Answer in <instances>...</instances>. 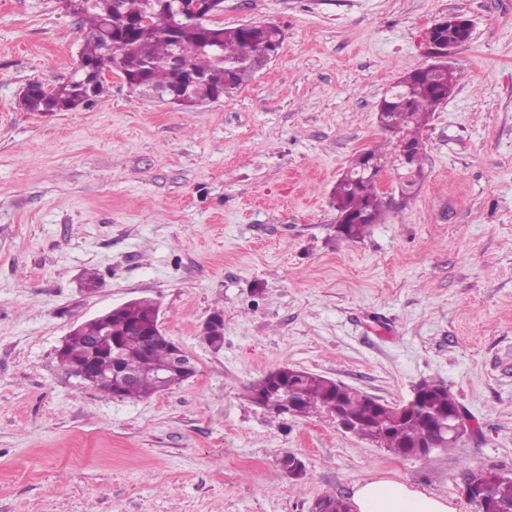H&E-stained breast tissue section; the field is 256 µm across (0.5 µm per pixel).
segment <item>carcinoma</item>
Returning <instances> with one entry per match:
<instances>
[{
	"label": "carcinoma",
	"instance_id": "carcinoma-1",
	"mask_svg": "<svg viewBox=\"0 0 512 512\" xmlns=\"http://www.w3.org/2000/svg\"><path fill=\"white\" fill-rule=\"evenodd\" d=\"M59 8L88 27L79 52L81 63L106 64L116 74L126 75L135 88L151 82L178 90L203 76L222 95L230 96L259 71L256 60L266 47L281 48L284 32L269 23H243L226 28L195 15L175 24L165 10L151 0H58ZM457 78L453 69L433 64L405 69L404 75L382 97V111L388 123L406 134L410 164L404 166L395 153L399 179L410 182L413 174L425 172L427 155L422 129L440 105V98L453 92ZM107 83L84 88L78 73L48 87L34 80L20 91L21 105L29 112H71L94 105L106 92ZM362 160L351 162V175L341 176L332 191L336 211L343 215L367 211L368 220L340 224L345 239L364 237L373 224L382 221L384 197L376 189L374 177L362 172ZM156 329L155 306L138 300L112 312L108 323H89L84 331L66 337L58 351L66 370L95 358L99 377L93 386L121 398H147L166 390L161 377L172 368L171 343L161 336H150ZM117 365L136 376L130 386L120 387L111 378L112 355ZM425 399L415 408L395 415L377 406L359 391L342 390L336 381L309 371H294L286 365L274 369L250 387L253 400L269 412L281 416L288 409V398L296 401L298 415L329 414L336 411L355 421L357 436L368 439L397 456H408L420 446L434 442L441 446L448 434L440 431L438 419L458 405L444 385L420 384Z\"/></svg>",
	"mask_w": 512,
	"mask_h": 512
}]
</instances>
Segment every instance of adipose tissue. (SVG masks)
Wrapping results in <instances>:
<instances>
[{"mask_svg":"<svg viewBox=\"0 0 512 512\" xmlns=\"http://www.w3.org/2000/svg\"><path fill=\"white\" fill-rule=\"evenodd\" d=\"M356 512H456L441 497L391 479H366L354 488Z\"/></svg>","mask_w":512,"mask_h":512,"instance_id":"obj_1","label":"adipose tissue"}]
</instances>
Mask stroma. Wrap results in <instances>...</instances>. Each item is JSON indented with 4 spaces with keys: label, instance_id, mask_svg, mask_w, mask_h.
Masks as SVG:
<instances>
[{
    "label": "stroma",
    "instance_id": "stroma-1",
    "mask_svg": "<svg viewBox=\"0 0 512 512\" xmlns=\"http://www.w3.org/2000/svg\"><path fill=\"white\" fill-rule=\"evenodd\" d=\"M449 14L472 36L426 179L343 239L331 191ZM217 21L285 34L233 95L186 112L116 77L92 108L27 112L21 88L66 80L86 30L56 0H0V512H311L371 476L475 512L464 466L512 473V0H224ZM142 298L195 376L146 399L70 377L64 336ZM286 364L388 403L442 381L477 429L426 462L273 417L247 389Z\"/></svg>",
    "mask_w": 512,
    "mask_h": 512
}]
</instances>
